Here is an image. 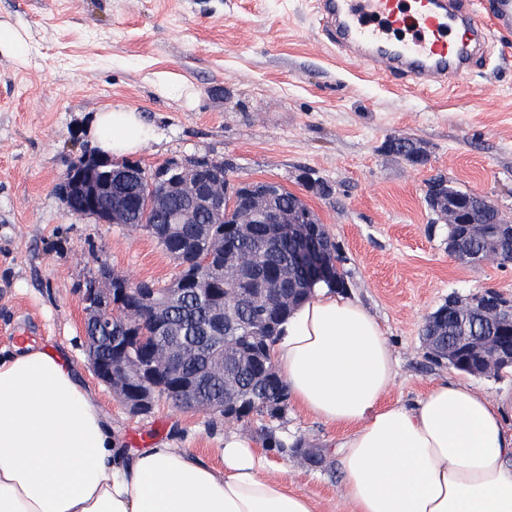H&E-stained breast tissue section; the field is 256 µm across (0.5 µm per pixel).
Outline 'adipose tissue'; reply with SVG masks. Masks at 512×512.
I'll list each match as a JSON object with an SVG mask.
<instances>
[{"mask_svg":"<svg viewBox=\"0 0 512 512\" xmlns=\"http://www.w3.org/2000/svg\"><path fill=\"white\" fill-rule=\"evenodd\" d=\"M99 150L152 136L139 113H98ZM293 402L345 427L333 457L355 512H512V399L446 378L416 403L385 402L396 361L375 318L317 283L274 351ZM223 466L161 443L128 451L80 371L53 351L0 355V512H315L237 435Z\"/></svg>","mask_w":512,"mask_h":512,"instance_id":"obj_1","label":"adipose tissue"}]
</instances>
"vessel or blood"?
Returning <instances> with one entry per match:
<instances>
[{
    "label": "vessel or blood",
    "mask_w": 512,
    "mask_h": 512,
    "mask_svg": "<svg viewBox=\"0 0 512 512\" xmlns=\"http://www.w3.org/2000/svg\"><path fill=\"white\" fill-rule=\"evenodd\" d=\"M317 11L337 47L417 86L472 71L488 37L468 0H317Z\"/></svg>",
    "instance_id": "b4317fda"
}]
</instances>
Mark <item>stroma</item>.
<instances>
[{
  "instance_id": "stroma-1",
  "label": "stroma",
  "mask_w": 512,
  "mask_h": 512,
  "mask_svg": "<svg viewBox=\"0 0 512 512\" xmlns=\"http://www.w3.org/2000/svg\"><path fill=\"white\" fill-rule=\"evenodd\" d=\"M0 25L23 40L0 52V350L63 353L123 447L164 442L220 466L237 432L316 512H354L329 455L342 429L293 401L238 420L163 399L134 414L96 378L81 296L98 261L161 285L177 268L146 234L71 214L57 186L70 162L99 155L92 124L114 108L153 129L127 157L147 171L195 157L230 163L237 182L281 183L326 225L343 295L388 338L398 360L388 400L415 403L456 374L425 348L427 316L451 295L512 297V264L453 259L426 201L442 177L512 219V30L490 34L485 64L466 78L404 87L339 52L313 0H0ZM395 137L416 140L426 163L388 151Z\"/></svg>"
}]
</instances>
